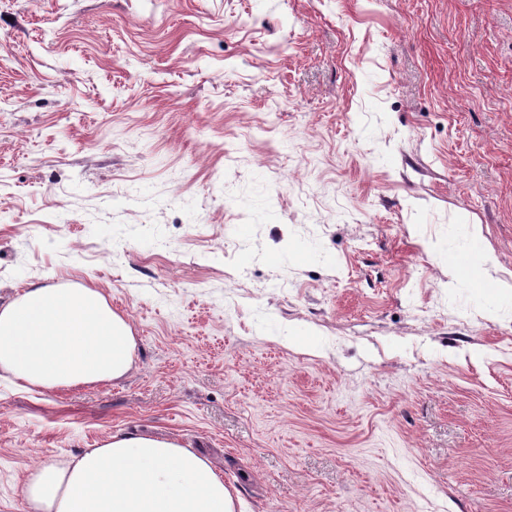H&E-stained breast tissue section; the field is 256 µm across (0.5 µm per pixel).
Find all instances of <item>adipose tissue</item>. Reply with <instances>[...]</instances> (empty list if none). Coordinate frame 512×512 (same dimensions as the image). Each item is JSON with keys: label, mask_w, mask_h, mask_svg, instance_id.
<instances>
[{"label": "adipose tissue", "mask_w": 512, "mask_h": 512, "mask_svg": "<svg viewBox=\"0 0 512 512\" xmlns=\"http://www.w3.org/2000/svg\"><path fill=\"white\" fill-rule=\"evenodd\" d=\"M135 349L127 320L93 288H25L0 305V371L27 390L120 379ZM25 493L37 512H233L206 460L177 441L133 434L63 467L38 465Z\"/></svg>", "instance_id": "adipose-tissue-1"}]
</instances>
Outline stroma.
<instances>
[{
  "instance_id": "35a3bbf8",
  "label": "stroma",
  "mask_w": 512,
  "mask_h": 512,
  "mask_svg": "<svg viewBox=\"0 0 512 512\" xmlns=\"http://www.w3.org/2000/svg\"><path fill=\"white\" fill-rule=\"evenodd\" d=\"M473 225L512 284V0H0V304L94 288L137 344L0 378V512L115 434L234 512H512Z\"/></svg>"
}]
</instances>
